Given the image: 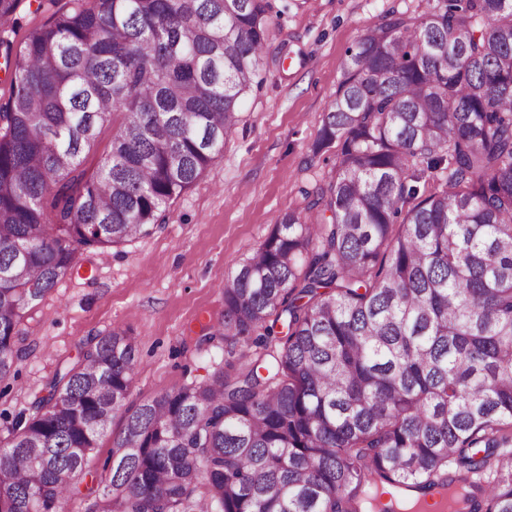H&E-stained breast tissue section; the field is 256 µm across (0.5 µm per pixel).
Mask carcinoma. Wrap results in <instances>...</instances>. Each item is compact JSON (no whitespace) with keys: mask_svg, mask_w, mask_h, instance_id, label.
<instances>
[{"mask_svg":"<svg viewBox=\"0 0 512 512\" xmlns=\"http://www.w3.org/2000/svg\"><path fill=\"white\" fill-rule=\"evenodd\" d=\"M76 2L0 40V382L78 250L162 229L224 153L278 25L271 0ZM423 2L346 50L329 180L225 276L199 341L238 358L132 405L134 338H89L3 415L0 512H512V0ZM121 425V418L119 416L115 417L112 421V426L109 432L100 439L99 447L96 449L94 456L89 462L91 469L97 472L99 478L101 477L103 481H106L108 478V471L104 470V466L108 460L111 450L112 432L117 433L121 428Z\"/></svg>","mask_w":512,"mask_h":512,"instance_id":"cac0c4a2","label":"carcinoma"}]
</instances>
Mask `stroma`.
<instances>
[{"label": "stroma", "mask_w": 512, "mask_h": 512, "mask_svg": "<svg viewBox=\"0 0 512 512\" xmlns=\"http://www.w3.org/2000/svg\"><path fill=\"white\" fill-rule=\"evenodd\" d=\"M280 18L262 54L266 80L246 98L224 154L174 200L165 227L107 250H79L77 267L31 311V351L0 382V412L28 408L87 338L121 327L138 347L130 400L209 378L229 344L197 342L224 310V277L302 207L301 188L328 179L335 151L311 145L342 79L346 49L391 11L419 0H273Z\"/></svg>", "instance_id": "1"}]
</instances>
